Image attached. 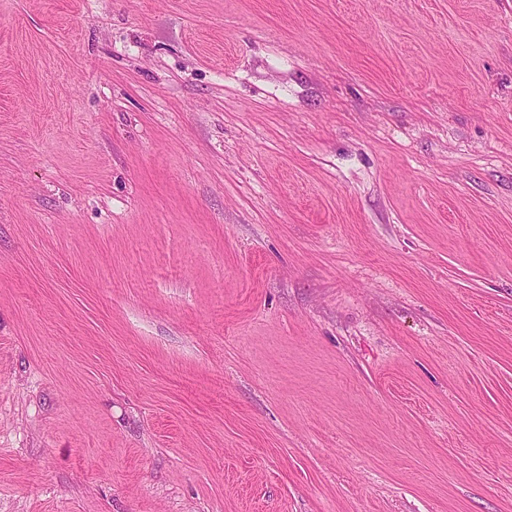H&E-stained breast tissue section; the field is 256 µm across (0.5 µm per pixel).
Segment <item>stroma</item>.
<instances>
[{
	"instance_id": "35a3bbf8",
	"label": "stroma",
	"mask_w": 512,
	"mask_h": 512,
	"mask_svg": "<svg viewBox=\"0 0 512 512\" xmlns=\"http://www.w3.org/2000/svg\"><path fill=\"white\" fill-rule=\"evenodd\" d=\"M0 512H512V0H0Z\"/></svg>"
}]
</instances>
